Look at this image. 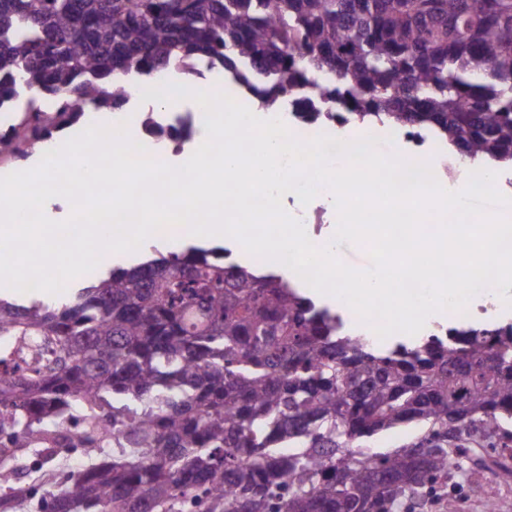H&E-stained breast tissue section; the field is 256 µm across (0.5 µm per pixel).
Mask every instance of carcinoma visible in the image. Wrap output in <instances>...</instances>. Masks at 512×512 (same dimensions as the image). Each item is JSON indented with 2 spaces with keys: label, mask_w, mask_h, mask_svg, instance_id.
I'll list each match as a JSON object with an SVG mask.
<instances>
[{
  "label": "carcinoma",
  "mask_w": 512,
  "mask_h": 512,
  "mask_svg": "<svg viewBox=\"0 0 512 512\" xmlns=\"http://www.w3.org/2000/svg\"><path fill=\"white\" fill-rule=\"evenodd\" d=\"M216 69L307 125L418 127L512 164V0H0V155L123 107L133 78ZM142 127L176 151L192 133ZM71 443L91 462L48 475L49 512H400L468 449L512 448V323L370 346L198 246L0 297V512L26 497L19 455Z\"/></svg>",
  "instance_id": "cac0c4a2"
}]
</instances>
